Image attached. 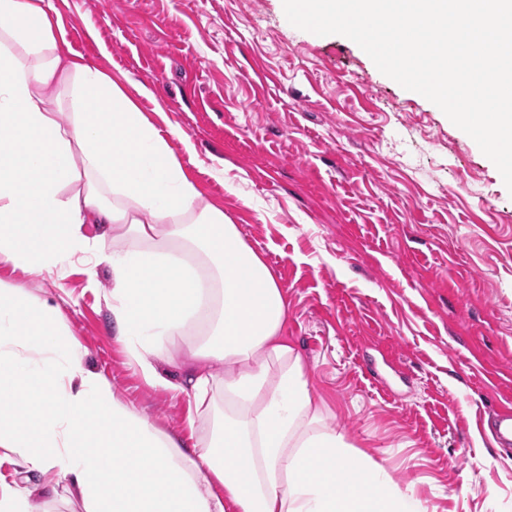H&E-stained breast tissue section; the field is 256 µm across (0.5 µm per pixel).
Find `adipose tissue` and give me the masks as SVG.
Returning <instances> with one entry per match:
<instances>
[{"label":"adipose tissue","instance_id":"1","mask_svg":"<svg viewBox=\"0 0 512 512\" xmlns=\"http://www.w3.org/2000/svg\"><path fill=\"white\" fill-rule=\"evenodd\" d=\"M60 39L45 0H0V264L107 266L117 342L149 384L190 396L209 431L189 446L156 429L87 366L59 305L0 283V461L22 469L0 484V512H32L50 471L84 512H425L327 423L282 335L283 292L238 225ZM200 323L170 379L162 365Z\"/></svg>","mask_w":512,"mask_h":512}]
</instances>
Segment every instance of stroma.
I'll use <instances>...</instances> for the list:
<instances>
[{"label":"stroma","instance_id":"obj_1","mask_svg":"<svg viewBox=\"0 0 512 512\" xmlns=\"http://www.w3.org/2000/svg\"><path fill=\"white\" fill-rule=\"evenodd\" d=\"M49 2L62 51L144 86L139 108L270 267L328 424L426 512H512V447L488 427L512 403V194L476 142L283 0ZM0 281L56 300L118 398L194 435L188 395L116 342L108 268Z\"/></svg>","mask_w":512,"mask_h":512}]
</instances>
